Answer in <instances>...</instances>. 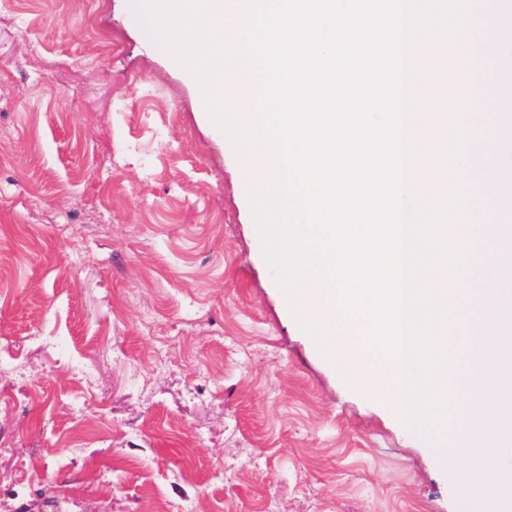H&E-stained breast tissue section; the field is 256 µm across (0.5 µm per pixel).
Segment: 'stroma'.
<instances>
[{"label": "stroma", "instance_id": "obj_1", "mask_svg": "<svg viewBox=\"0 0 512 512\" xmlns=\"http://www.w3.org/2000/svg\"><path fill=\"white\" fill-rule=\"evenodd\" d=\"M135 0H0V512H468L445 428L346 386Z\"/></svg>", "mask_w": 512, "mask_h": 512}]
</instances>
